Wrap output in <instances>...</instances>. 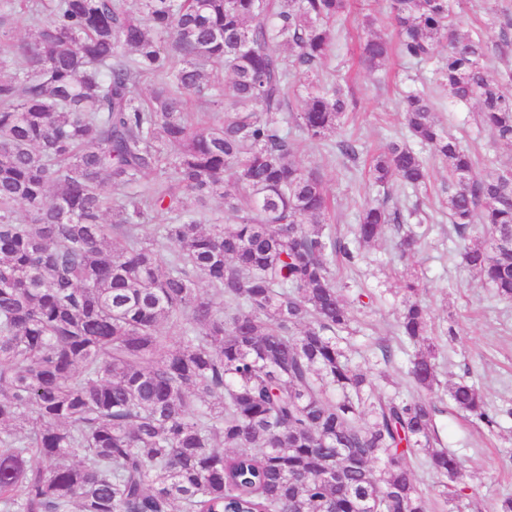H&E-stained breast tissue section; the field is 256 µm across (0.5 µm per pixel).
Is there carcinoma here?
Instances as JSON below:
<instances>
[{"mask_svg": "<svg viewBox=\"0 0 512 512\" xmlns=\"http://www.w3.org/2000/svg\"><path fill=\"white\" fill-rule=\"evenodd\" d=\"M129 2L0 0L1 35L26 12L34 28L0 52V512H427L407 464L420 451L438 496H465L433 395L490 431L502 411L464 379L442 383L432 349L409 360L422 394L404 399L345 346L336 266L388 234L408 260L420 202L367 201L343 238L288 137L293 121L358 156L350 135L329 142L351 88L321 73L349 0ZM458 6L391 0L396 43L368 17L362 60L374 72L394 47L437 60L436 86L512 145V66L492 60L512 44V12L488 22L492 48L460 30ZM214 69L230 74L222 88ZM193 97L224 117L193 122ZM399 112L445 169L462 263L512 301V168H477L424 83ZM365 177L416 195L430 173L397 139ZM217 194L235 223H198L184 198ZM164 210L175 222L143 234ZM418 288L402 282L397 320L414 344L435 331Z\"/></svg>", "mask_w": 512, "mask_h": 512, "instance_id": "carcinoma-1", "label": "carcinoma"}]
</instances>
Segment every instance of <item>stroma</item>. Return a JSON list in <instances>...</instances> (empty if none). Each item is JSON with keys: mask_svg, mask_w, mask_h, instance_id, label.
<instances>
[{"mask_svg": "<svg viewBox=\"0 0 512 512\" xmlns=\"http://www.w3.org/2000/svg\"><path fill=\"white\" fill-rule=\"evenodd\" d=\"M389 0H352L349 14L338 21V37L326 67L336 78L348 79L357 107L348 115L345 131L359 140L356 168H364L372 155L390 141L405 135L399 120V102L414 82L432 79L433 65H420L393 55L375 72H368L358 57V37L365 16L375 27L392 35ZM434 110L445 128L469 140L475 153L512 162V147L478 135L474 110L451 103L436 93ZM294 155L302 165L320 169L331 196L332 222L338 235L350 236L357 214L376 188L362 178L350 177L342 162L290 130ZM431 182L427 217L420 251L408 262L399 261L386 241L368 246L364 258L350 272L348 283L375 296L372 305H354L357 331L350 339L353 362L369 376H382V388L409 397L416 388L408 374L413 343L395 334L403 293L402 277L419 278L418 297L429 306L435 322L439 371L442 381L473 383L496 407L512 409V301H501L483 288L473 273L461 265L458 239L448 233L447 211L442 205L446 173L435 159H428ZM455 337H447L448 329ZM390 347V361H383L382 347ZM436 416L439 434L450 450L465 462L463 482L471 492L460 499L455 512H493L496 500L512 492V417L502 418L495 433L478 421L456 414L448 401H440Z\"/></svg>", "mask_w": 512, "mask_h": 512, "instance_id": "35a3bbf8", "label": "stroma"}]
</instances>
